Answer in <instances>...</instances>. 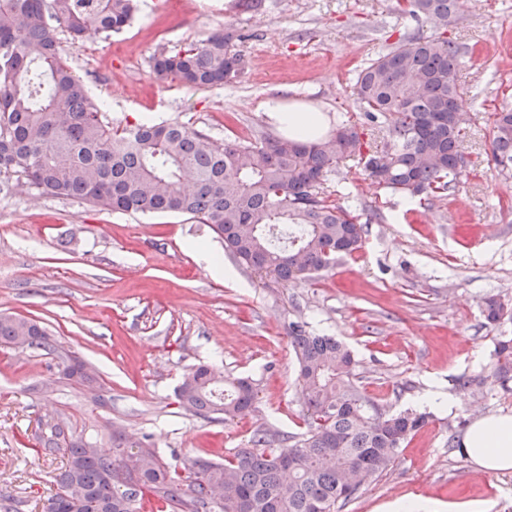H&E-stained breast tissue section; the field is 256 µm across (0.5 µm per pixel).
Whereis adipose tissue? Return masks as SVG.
<instances>
[{"label":"adipose tissue","mask_w":512,"mask_h":512,"mask_svg":"<svg viewBox=\"0 0 512 512\" xmlns=\"http://www.w3.org/2000/svg\"><path fill=\"white\" fill-rule=\"evenodd\" d=\"M265 110L289 137L314 140L326 133L324 114L319 109L273 99L267 102ZM462 451L483 470L512 472V416H489L474 421Z\"/></svg>","instance_id":"1"}]
</instances>
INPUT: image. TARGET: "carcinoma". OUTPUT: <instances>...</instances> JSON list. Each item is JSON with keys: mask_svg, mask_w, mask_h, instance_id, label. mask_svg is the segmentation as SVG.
Returning a JSON list of instances; mask_svg holds the SVG:
<instances>
[{"mask_svg": "<svg viewBox=\"0 0 512 512\" xmlns=\"http://www.w3.org/2000/svg\"><path fill=\"white\" fill-rule=\"evenodd\" d=\"M457 0H396L395 10L435 24L428 37L405 36L357 73L353 93L371 121L391 118L388 140L372 147L367 133L341 124L316 142L258 138L216 145L178 123L145 121L114 130L69 66L58 38L76 43L129 26L136 0H0V177L17 175L53 196L142 214H181L204 224L224 250L257 273L288 283L328 271L362 248L352 210L323 196L340 162L354 159L381 189L408 198H440L470 176L463 142L466 110L456 84L460 45L448 36ZM238 36L222 32L154 60L159 79L195 89L221 86L244 68ZM495 168L512 179V108L492 114ZM485 318L512 321V306L485 302ZM290 342L307 409L306 430L271 447L256 433L251 447L224 462L194 459L188 484L146 441L112 434V455L67 422L44 416L35 439L45 457L67 451L44 512H336L387 471L427 414H390L355 385L357 361L333 336L292 324ZM0 346L53 351L36 322L0 315ZM489 377H461L467 391L512 380V337L496 345ZM64 375L93 392L96 379L77 359ZM257 391L245 378L226 379L197 366L177 390L195 415L242 418ZM138 452L133 453L131 449Z\"/></svg>", "mask_w": 512, "mask_h": 512, "instance_id": "carcinoma-1", "label": "carcinoma"}]
</instances>
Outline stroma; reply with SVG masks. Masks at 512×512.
Listing matches in <instances>:
<instances>
[{
	"label": "stroma",
	"mask_w": 512,
	"mask_h": 512,
	"mask_svg": "<svg viewBox=\"0 0 512 512\" xmlns=\"http://www.w3.org/2000/svg\"><path fill=\"white\" fill-rule=\"evenodd\" d=\"M139 0L132 24L93 34L69 63L113 128L150 118L178 122L215 144L280 137L264 110L273 97L321 109L330 124L364 128L382 145L387 128L368 122L353 95L358 70L403 33L430 35V22L397 15L395 0ZM231 27L245 68L232 82L196 90L157 80L153 58ZM448 34L462 47L458 83L470 122L469 179L447 197L419 201L382 192L356 163L329 174L327 196L360 216L364 245L334 270L283 283L225 254L211 230L183 215L99 210L52 197L17 179L0 192V313L35 320L54 353L0 347V495L13 512H43L61 462L37 454V420L61 418L112 451V435L150 439L167 462L221 461L254 431L273 441L305 431L290 326L344 342L356 382L380 408L429 412L393 466L338 512H389L425 498L453 507L512 512V473L481 472L451 437L472 422L512 415V385L488 383L495 338L485 301L512 304V180L490 161L489 117L512 107V0H465ZM222 254L229 277L198 263L192 243ZM99 382L100 400L65 378L69 359ZM214 365L258 388L254 410L232 421L196 416L175 390L191 368ZM483 377L475 391L458 377Z\"/></svg>",
	"instance_id": "35a3bbf8"
}]
</instances>
